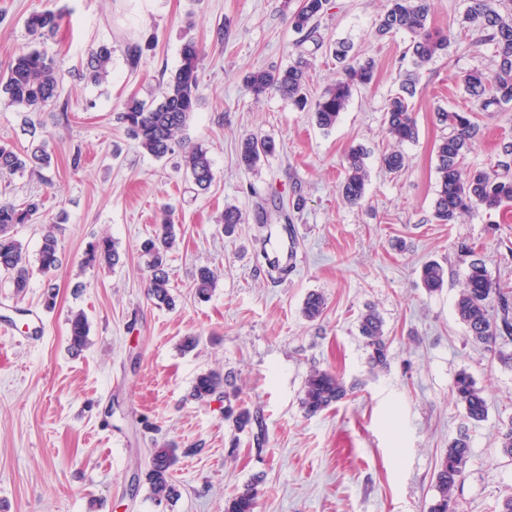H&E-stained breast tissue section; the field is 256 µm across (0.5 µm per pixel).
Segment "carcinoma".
I'll return each instance as SVG.
<instances>
[{
  "instance_id": "obj_1",
  "label": "carcinoma",
  "mask_w": 512,
  "mask_h": 512,
  "mask_svg": "<svg viewBox=\"0 0 512 512\" xmlns=\"http://www.w3.org/2000/svg\"><path fill=\"white\" fill-rule=\"evenodd\" d=\"M329 0H301L292 14V25L298 32L315 33L314 21L319 18ZM502 0H469L463 15V24L485 33V40L495 47L496 71L488 75L472 69L461 76L465 93L480 112H497L512 104V9L500 10ZM429 0H387L384 14L379 20L377 33L385 36L400 31L411 35L410 66L402 83L401 92L391 97L386 106L385 133L397 144L413 142L418 138V127L410 98L414 94V75L437 56L448 51V34L430 27ZM62 15L46 11L33 13L26 21L32 33L55 32ZM149 45L132 42L126 45L124 54L128 65L139 66ZM351 46L340 42L333 49L341 75L314 103H309L305 93L307 63L301 59L286 68L255 70L245 76L249 92L257 100L274 91L293 102L299 109H312L316 124L325 130L333 128L344 112L353 91L373 82L375 63L349 57ZM202 49L194 42L183 44L180 64L170 75L161 95L154 103L131 96L118 113L126 134L138 146L156 158L176 152L182 154L186 171L193 184L200 190L208 189L214 181L213 164L208 151L200 145L189 146L182 136L183 130L201 102L198 77ZM112 49L101 45L88 53L86 74L90 81L99 84L110 74ZM57 61L37 49H23L14 57L4 75L0 76V97L17 109L36 114L50 103H57ZM438 121L448 127V135L437 146V190L434 218L442 224H455L476 209L499 210L512 206V140L499 145L498 166L506 169L503 174H492L481 167L465 164L467 153L479 136L480 126L474 121L473 111L445 110L437 112ZM276 143L271 137L247 136L241 140L238 165L246 171L255 169L260 162L275 153ZM368 152L361 146L351 148L345 155L344 179L340 184L341 196L351 204L360 203L366 191L368 178L366 158ZM52 154L45 144L36 145L23 152L0 146V174H15L28 168L50 166ZM381 164L390 173L401 171L405 156L399 150L381 156ZM42 209V200L30 196L17 204L0 199V274L8 280L17 295L29 286V261L21 242L15 237L18 226L30 223ZM243 223L242 213L235 206L224 208V234L233 235L237 225ZM176 230L171 214L165 207L153 224L150 236L142 243L141 252L149 271L148 295L155 305L172 309L175 297L171 292L168 272V255L175 246ZM121 256L116 244L103 238L85 251L82 264L94 266L106 264L115 267ZM37 261L44 272L59 264L58 241L53 227H45ZM446 273L438 262H429L421 269V282L430 293L440 291L445 285ZM216 274L209 267H202L196 275V293L206 297L215 288ZM498 300L501 315L493 320L489 314L490 303ZM325 307V299L319 293L306 297L302 313L310 321L319 318ZM458 320L476 342L489 347L502 337L512 338V307L501 288L493 285L486 267L475 260L470 263L463 288L455 304ZM359 332L368 352V364L372 371L383 370L388 365V340L384 334L379 314L369 309L362 314ZM89 324L85 315L76 312L69 318V349L81 352L88 343ZM355 385H346L338 375L320 369L312 370L303 386L301 400L305 414L314 416L346 399ZM224 398L236 393L233 381L210 371L199 375L193 385V397L206 402L219 392ZM456 402L461 404L467 419L481 422L488 414L487 402L474 378L467 372L458 373L453 384ZM226 416L233 419L238 430L243 431L256 423L250 408L240 403L228 407ZM178 460L177 449L164 446L152 451L151 463L144 474L155 499L162 500L175 495L174 466ZM470 460V445L466 437L454 439L448 451L440 458L435 474L437 496L430 512H457L455 490L461 484ZM257 493L249 486L232 496L224 506V512H255Z\"/></svg>"
}]
</instances>
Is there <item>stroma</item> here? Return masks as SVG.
I'll return each instance as SVG.
<instances>
[{"label":"stroma","mask_w":512,"mask_h":512,"mask_svg":"<svg viewBox=\"0 0 512 512\" xmlns=\"http://www.w3.org/2000/svg\"><path fill=\"white\" fill-rule=\"evenodd\" d=\"M300 0H0V71L32 46L59 63V94L69 119L48 105L35 115L52 164L0 176V197L43 200L34 223L18 231L36 260L45 225L55 227L61 262L52 274L32 268L24 295L0 278V512H224V503L255 485L257 512H429L435 471L449 443L469 438L471 457L455 492L458 512H494L512 493V458L498 431L512 421V367L469 337L455 302L472 258L484 261L512 295V207L476 210L455 224L434 216L436 145L448 129L438 109L467 110L464 72L495 68L494 47L464 29L467 0H431L429 23L447 31L446 54L420 69L412 99L416 141L404 144L400 173L381 168L389 151L385 105L409 66V34L378 36L385 0H329L315 39L290 23ZM64 13L44 36L26 27L35 11ZM223 43H216V32ZM151 41L137 69L124 47ZM203 49L202 101L183 133L209 151L215 180L196 192L179 155L157 159L127 138L117 114L130 96L159 100L185 42ZM346 41L373 59V83L355 92L329 130L278 93L254 100L244 77L258 69L308 61L307 94L317 99L339 76L330 52ZM107 44V81L84 78L90 47ZM483 136L466 163L496 165V145L512 139V105L479 112ZM248 134L272 136L278 150L252 171L237 150ZM368 151L362 204L338 186L350 147ZM83 164L71 165L74 152ZM303 199L293 210L294 199ZM174 210L178 244L169 275L174 309L147 296L140 243L162 206ZM244 222L226 237L225 206ZM296 229L295 266L270 275L259 256L280 211ZM110 237L115 267L83 266L89 244ZM447 270L444 288L428 293L424 263ZM218 274L209 298L196 294L201 266ZM55 283L54 306L44 304ZM326 301L322 316L302 314L309 292ZM375 309L388 338L389 365L373 372L358 318ZM84 312L88 345L68 349V320ZM44 333L29 340L34 317ZM198 346L182 350L184 337ZM322 369L355 384L346 400L305 416V379ZM232 375L239 398L256 412L265 436L236 431L221 399L197 402L200 374ZM469 372L488 403L484 421L466 419L452 395ZM175 443L177 496L158 503L137 482L152 449Z\"/></svg>","instance_id":"stroma-1"}]
</instances>
